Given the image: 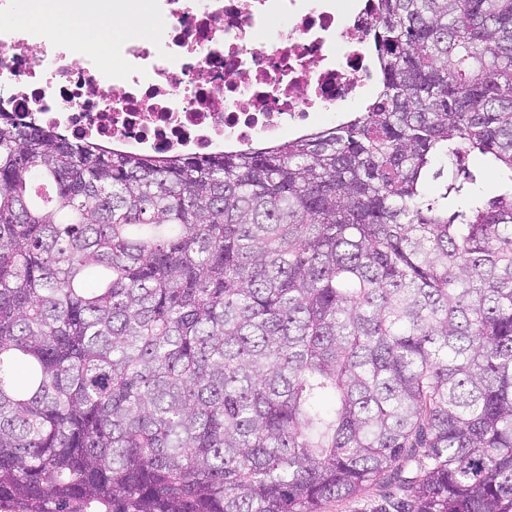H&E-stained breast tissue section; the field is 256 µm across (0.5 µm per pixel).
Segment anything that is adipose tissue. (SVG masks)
Instances as JSON below:
<instances>
[{
	"mask_svg": "<svg viewBox=\"0 0 512 512\" xmlns=\"http://www.w3.org/2000/svg\"><path fill=\"white\" fill-rule=\"evenodd\" d=\"M27 21L35 22L48 38L60 43L90 40L105 57L109 54L112 32L148 31L151 12L144 6L131 9L127 0H86L84 10L79 14L64 12L58 0H13L0 10L1 24L19 25Z\"/></svg>",
	"mask_w": 512,
	"mask_h": 512,
	"instance_id": "ef3b65f1",
	"label": "adipose tissue"
}]
</instances>
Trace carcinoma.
<instances>
[{
    "label": "carcinoma",
    "mask_w": 512,
    "mask_h": 512,
    "mask_svg": "<svg viewBox=\"0 0 512 512\" xmlns=\"http://www.w3.org/2000/svg\"><path fill=\"white\" fill-rule=\"evenodd\" d=\"M373 32L374 109L272 146L0 119V512H323L398 474L411 512H512V0Z\"/></svg>",
    "instance_id": "carcinoma-1"
}]
</instances>
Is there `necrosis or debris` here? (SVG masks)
Returning <instances> with one entry per match:
<instances>
[{"mask_svg": "<svg viewBox=\"0 0 512 512\" xmlns=\"http://www.w3.org/2000/svg\"><path fill=\"white\" fill-rule=\"evenodd\" d=\"M158 15L110 70L87 41L1 24L0 112L127 153L212 154L313 131L377 79L371 0H160ZM107 81L119 92L95 95Z\"/></svg>", "mask_w": 512, "mask_h": 512, "instance_id": "4bbe7bcc", "label": "necrosis or debris"}]
</instances>
